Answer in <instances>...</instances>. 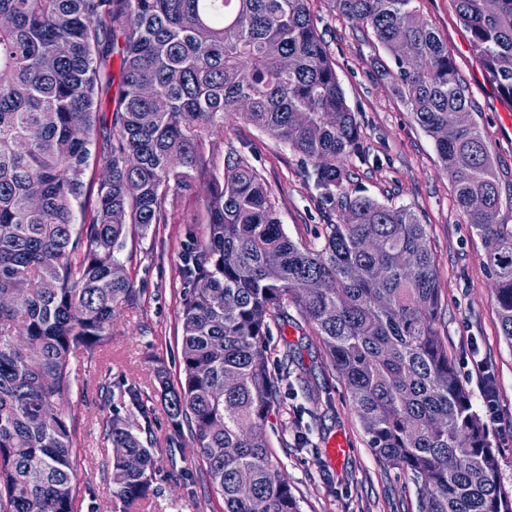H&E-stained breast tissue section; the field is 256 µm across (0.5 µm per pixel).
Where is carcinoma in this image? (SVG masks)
<instances>
[{
	"label": "carcinoma",
	"instance_id": "1",
	"mask_svg": "<svg viewBox=\"0 0 512 512\" xmlns=\"http://www.w3.org/2000/svg\"><path fill=\"white\" fill-rule=\"evenodd\" d=\"M309 0H0V512H74V433L58 410L71 355L112 336L137 301L117 251L128 228L166 223L169 197L208 185L207 234L188 232L181 370L161 401L206 465L224 512H301L266 435L280 396L272 326L294 307L321 336L368 438L414 483L419 512H512L484 423L437 328L425 225L407 208L336 195L363 150L356 113ZM394 61L393 92L433 139L455 201L484 238L512 343V227L489 147L448 43L419 0H331ZM487 81L512 103V0H449ZM115 89L110 118L102 96ZM289 146L344 211L320 246L284 232L259 172L205 158L224 115ZM95 208L80 197L91 158ZM56 381L54 388L47 379ZM106 480L128 504L156 467L127 416L103 424ZM136 457L141 467L128 466Z\"/></svg>",
	"mask_w": 512,
	"mask_h": 512
}]
</instances>
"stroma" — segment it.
<instances>
[{
    "label": "stroma",
    "mask_w": 512,
    "mask_h": 512,
    "mask_svg": "<svg viewBox=\"0 0 512 512\" xmlns=\"http://www.w3.org/2000/svg\"><path fill=\"white\" fill-rule=\"evenodd\" d=\"M318 33L336 63V74L357 112L365 159H349L345 190L386 205L409 208L425 224L441 288L438 330L474 408L482 401L471 380L466 355L477 343L497 385L500 420L489 438L498 459L500 483L512 497V344L501 330L493 280L481 236L455 203L454 188L432 138L393 93L382 70L392 60L367 32L338 17L330 0H310ZM425 21L447 42L455 66L471 94L470 119L488 143L501 195L497 223L512 225V127L499 110L500 97L475 62L469 34L449 0H421ZM215 171L246 157L267 183L288 237L316 243L327 224L341 223L340 206L321 202L312 167L288 146L231 115L223 132L205 148ZM206 184L167 205L168 220L148 231L129 232L119 253L138 291L134 305L120 306L112 320V340L95 355L76 351L72 386L60 409L75 432L79 478L77 512H125L122 498L102 479L112 455L103 424L113 407L103 388L135 385L148 397V416L130 419L148 440L158 470L150 495L136 512H224V500L209 484L205 466L189 437L175 438L154 396L155 371L179 375L181 314L189 285L183 272L188 231L204 235ZM274 369L289 378L266 426L274 461L287 478L302 512H418L415 485L387 466L367 445V437L346 387L327 356L320 336L299 315H291L269 343ZM343 437L347 452L331 459L327 444ZM189 469L192 480L168 478L170 460Z\"/></svg>",
    "instance_id": "1"
}]
</instances>
